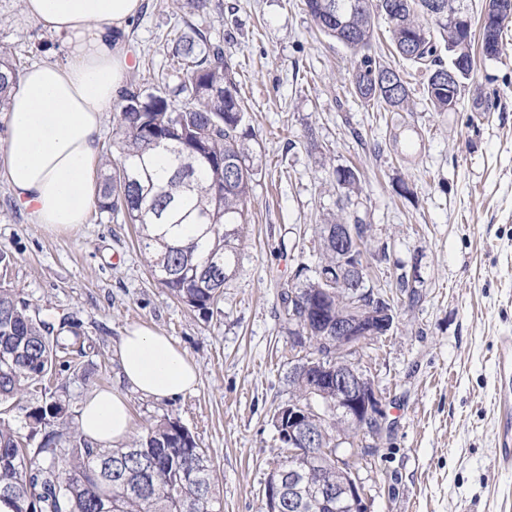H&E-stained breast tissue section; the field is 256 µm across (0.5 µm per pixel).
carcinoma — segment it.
<instances>
[{
	"label": "carcinoma",
	"mask_w": 512,
	"mask_h": 512,
	"mask_svg": "<svg viewBox=\"0 0 512 512\" xmlns=\"http://www.w3.org/2000/svg\"><path fill=\"white\" fill-rule=\"evenodd\" d=\"M317 30L353 51L354 94L365 103L400 109L408 99L400 71L371 54L383 16L395 52L427 73V94L437 112L448 111V83L434 80L444 66L436 29L444 49L452 51L465 37L473 69L475 41L482 54L491 52L484 29L464 33L453 17L464 0H304ZM173 57L182 76L173 90L152 92L130 83L119 91L113 109L116 158L102 156L95 207L122 215L140 227L139 247L157 281L190 308L209 312L222 300L224 284L235 274L240 232L228 236V224L247 223L254 166L250 164V131L235 72L224 46L196 29L173 39ZM24 62L0 43V112L8 109L9 92L19 83ZM165 156L174 167L163 177L149 156ZM185 224L197 226L190 240L181 239ZM334 224L319 231V266L336 267ZM219 261L223 277L212 286L200 269ZM335 287L317 278L297 288L298 298L318 301L322 319L311 322L308 336H323L336 321ZM65 340L29 313V305L12 290L0 289V407L11 404L56 367ZM324 446L336 432V413L317 408ZM44 429L35 448L25 446L10 422L0 416V503L9 512H218L213 464L206 449L181 423L163 417L146 432L118 448H103L71 429L68 405L54 400L27 414Z\"/></svg>",
	"instance_id": "obj_1"
}]
</instances>
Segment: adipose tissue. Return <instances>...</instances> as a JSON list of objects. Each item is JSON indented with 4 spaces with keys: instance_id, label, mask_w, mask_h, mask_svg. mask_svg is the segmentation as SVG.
Wrapping results in <instances>:
<instances>
[{
    "instance_id": "adipose-tissue-1",
    "label": "adipose tissue",
    "mask_w": 512,
    "mask_h": 512,
    "mask_svg": "<svg viewBox=\"0 0 512 512\" xmlns=\"http://www.w3.org/2000/svg\"><path fill=\"white\" fill-rule=\"evenodd\" d=\"M27 16L57 35L70 62L36 64L10 93L5 163L0 166L31 223L48 232L84 224L97 188L103 114L115 102L128 67L126 22L141 0H22ZM122 375L133 390L155 399L193 391L195 364L171 337L146 327L118 341ZM81 434L103 447L126 443L133 422L119 391L95 392L83 404Z\"/></svg>"
}]
</instances>
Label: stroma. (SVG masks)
Listing matches in <instances>:
<instances>
[{
	"mask_svg": "<svg viewBox=\"0 0 512 512\" xmlns=\"http://www.w3.org/2000/svg\"><path fill=\"white\" fill-rule=\"evenodd\" d=\"M190 26L223 42L253 132L235 274L217 308L200 313L157 282L133 225L93 209L80 228L47 233L0 178V250L14 258L0 287L46 327L83 340L69 367L15 402L13 424L29 434L31 409L58 398L75 414L95 391L116 388L135 433L167 416L195 435L222 512H265L268 474L287 453L272 417L294 392L300 355L282 294L299 267L317 268L320 225L366 224L372 285L393 289L407 275L416 286L390 335L358 353L389 424L375 454L355 464L369 512H512V469L496 454L497 345L512 336V24L498 57H477L448 112L434 111L425 75L392 52L383 18L375 54L405 73L409 103L392 112L362 103L348 85L354 54L316 31L304 0H210L195 13L142 0L127 26L124 81L177 84L167 43ZM0 43L29 65L69 58L20 0H0ZM344 168L356 170L358 188L337 182ZM131 325L187 353L199 371L193 392L156 400L129 389L117 345Z\"/></svg>",
	"mask_w": 512,
	"mask_h": 512,
	"instance_id": "obj_1",
	"label": "stroma"
}]
</instances>
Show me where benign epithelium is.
<instances>
[{
    "label": "benign epithelium",
    "instance_id": "1",
    "mask_svg": "<svg viewBox=\"0 0 512 512\" xmlns=\"http://www.w3.org/2000/svg\"><path fill=\"white\" fill-rule=\"evenodd\" d=\"M512 9L507 0H484L483 21L492 24ZM466 66L465 58L456 54L448 60V109L453 110L462 94L464 84L458 74ZM355 226L336 227V288L346 289V295L359 306L354 316L336 315V331L320 339L321 350L307 349L306 337H301L305 351L299 364L310 390L336 399V416L347 421L336 429V440L330 448H320L319 429L310 424L309 408L304 399H294L283 406L288 414V429L281 434L288 455L296 466L288 471V507L303 512L310 502L302 495L307 470L313 462L328 456L336 468V484L319 485L318 496L336 502V512H368L362 482L353 466L348 449L361 447L364 451L376 447L386 415L381 395L371 377L353 359L361 343L387 335L394 322V311L381 290L367 285L365 263L354 247ZM360 428L359 440L351 437L347 426Z\"/></svg>",
    "mask_w": 512,
    "mask_h": 512
}]
</instances>
